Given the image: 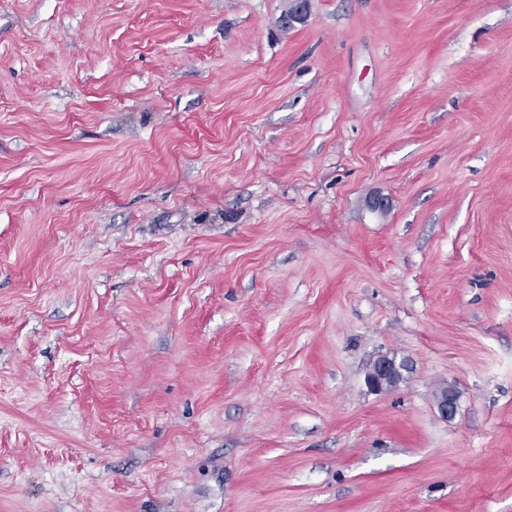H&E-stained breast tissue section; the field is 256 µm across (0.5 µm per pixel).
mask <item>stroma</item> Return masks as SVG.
Listing matches in <instances>:
<instances>
[{
  "label": "stroma",
  "instance_id": "1",
  "mask_svg": "<svg viewBox=\"0 0 512 512\" xmlns=\"http://www.w3.org/2000/svg\"><path fill=\"white\" fill-rule=\"evenodd\" d=\"M287 3L0 0V512H512V0ZM403 370H406V367L402 362L387 356L381 357L374 363L368 375V386L374 391L382 390L388 378L401 377Z\"/></svg>",
  "mask_w": 512,
  "mask_h": 512
}]
</instances>
